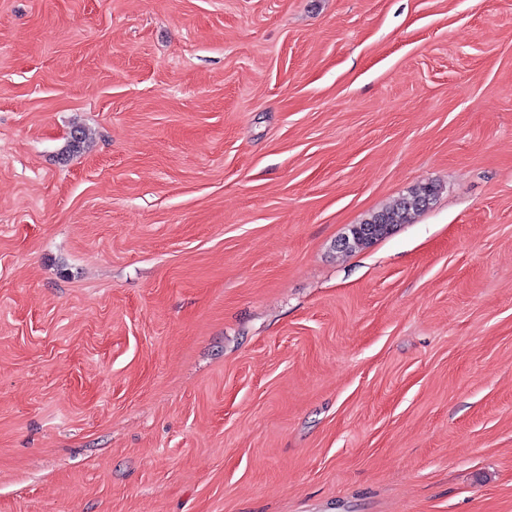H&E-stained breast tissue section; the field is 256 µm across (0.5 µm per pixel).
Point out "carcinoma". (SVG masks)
<instances>
[{
  "instance_id": "cac0c4a2",
  "label": "carcinoma",
  "mask_w": 512,
  "mask_h": 512,
  "mask_svg": "<svg viewBox=\"0 0 512 512\" xmlns=\"http://www.w3.org/2000/svg\"><path fill=\"white\" fill-rule=\"evenodd\" d=\"M436 194L437 187L433 184L414 187L408 195L401 197L391 207L363 220L361 226L373 229V234L370 236L358 232L356 225H351L348 229L350 244L347 251L365 248L384 238L390 232V228L408 223L412 215L429 207V202L434 200Z\"/></svg>"
}]
</instances>
